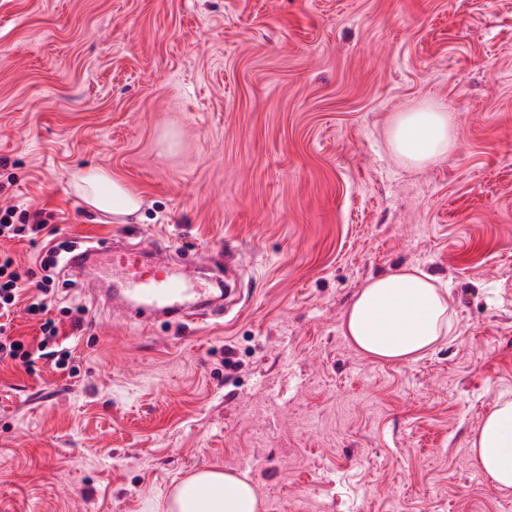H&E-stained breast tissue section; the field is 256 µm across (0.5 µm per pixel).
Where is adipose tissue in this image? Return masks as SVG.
<instances>
[{"mask_svg": "<svg viewBox=\"0 0 512 512\" xmlns=\"http://www.w3.org/2000/svg\"><path fill=\"white\" fill-rule=\"evenodd\" d=\"M455 137L448 113L431 103L400 113L390 130L395 153L414 165L445 156ZM72 186L90 208L115 217L141 206L135 190L102 168L79 169ZM451 296L430 274L405 268L369 279L352 300L344 332L370 359L406 363L442 343L451 328ZM485 475L501 488L512 487V400L501 399L471 442ZM158 512H260L262 502L246 479L203 469L183 479L160 503Z\"/></svg>", "mask_w": 512, "mask_h": 512, "instance_id": "obj_1", "label": "adipose tissue"}]
</instances>
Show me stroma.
Returning <instances> with one entry per match:
<instances>
[{
  "label": "stroma",
  "mask_w": 512,
  "mask_h": 512,
  "mask_svg": "<svg viewBox=\"0 0 512 512\" xmlns=\"http://www.w3.org/2000/svg\"><path fill=\"white\" fill-rule=\"evenodd\" d=\"M426 102L456 147L410 166L389 130ZM82 167L141 210H89ZM6 180L0 207L60 228L0 252L55 256L74 369L0 362V512H149L210 467L262 512H512L471 452L512 395V0H0ZM116 234L233 244L239 292L200 323L115 319L66 258ZM410 266L453 331L373 361L345 314Z\"/></svg>",
  "instance_id": "obj_1"
}]
</instances>
